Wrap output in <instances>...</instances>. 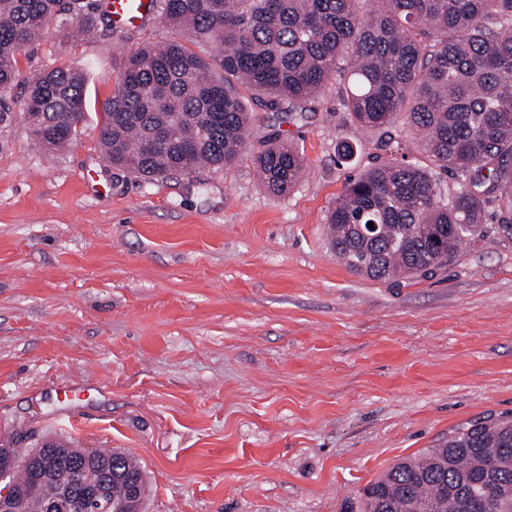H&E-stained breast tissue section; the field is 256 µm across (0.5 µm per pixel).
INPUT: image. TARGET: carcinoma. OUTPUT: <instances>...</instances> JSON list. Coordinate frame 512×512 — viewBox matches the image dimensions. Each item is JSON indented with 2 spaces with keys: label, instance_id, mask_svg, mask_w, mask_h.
Instances as JSON below:
<instances>
[{
  "label": "carcinoma",
  "instance_id": "carcinoma-1",
  "mask_svg": "<svg viewBox=\"0 0 512 512\" xmlns=\"http://www.w3.org/2000/svg\"><path fill=\"white\" fill-rule=\"evenodd\" d=\"M89 0H0V127L18 56L49 27L105 23ZM154 12L198 43L220 47L212 64L173 40L132 53L105 104L101 143L112 166L151 182L200 168L221 171L247 152L250 93L269 112H313L323 88L342 86L352 125L380 130L404 114L425 162L383 155L348 179L328 215L329 243L353 272L374 279L433 274L458 245L484 237L486 202L512 232V0H154ZM31 133L54 152L76 139L86 108L84 74L69 66L25 81ZM268 192L299 181L296 144L271 137L252 155ZM454 180L442 190V177ZM374 223L369 228L368 223ZM59 447L84 460L78 481L115 465L147 484L124 452ZM7 480L29 509L59 490L34 448H3ZM341 512H512V417L476 421L405 457L346 497Z\"/></svg>",
  "mask_w": 512,
  "mask_h": 512
}]
</instances>
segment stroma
<instances>
[{
  "label": "stroma",
  "instance_id": "35a3bbf8",
  "mask_svg": "<svg viewBox=\"0 0 512 512\" xmlns=\"http://www.w3.org/2000/svg\"><path fill=\"white\" fill-rule=\"evenodd\" d=\"M144 27H48L22 80L82 69L89 104L51 154L10 92L0 130V444L76 437L140 460L142 512H338L398 459L467 423L512 415V234H488L429 278L363 277L326 219L376 132L336 84L313 112H258L305 159L268 193L249 156L152 183L112 167L101 112L126 58L177 38ZM358 154L338 165L336 145Z\"/></svg>",
  "mask_w": 512,
  "mask_h": 512
}]
</instances>
